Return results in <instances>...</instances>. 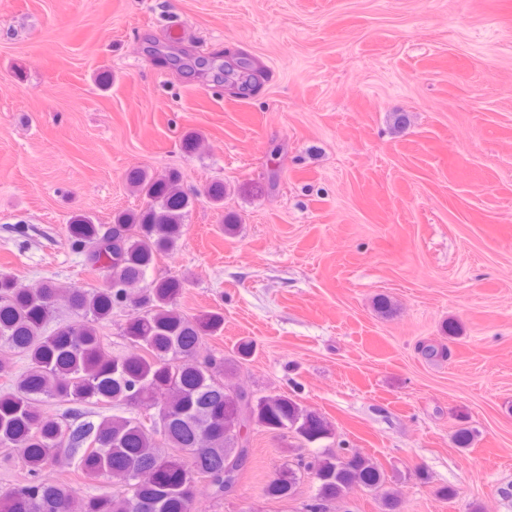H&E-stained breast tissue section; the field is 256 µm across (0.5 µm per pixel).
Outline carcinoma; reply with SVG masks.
<instances>
[{"label":"carcinoma","instance_id":"1","mask_svg":"<svg viewBox=\"0 0 512 512\" xmlns=\"http://www.w3.org/2000/svg\"><path fill=\"white\" fill-rule=\"evenodd\" d=\"M142 200L110 224L75 215L66 226L72 251L104 275L102 288H73L66 297L73 318H58L54 282L35 286L0 275V448L17 452L31 479L0 491V512H193L195 483L209 479L215 500L238 480L228 465L249 458L254 427L286 430L314 443L333 437L331 424L284 393L255 396L231 382L251 353L201 356L204 340L219 335L224 317L188 316L178 308L183 281L147 279L184 234L189 197L176 171L127 175ZM140 316L121 326L124 352H105L101 328L124 304ZM26 362L15 370L12 357ZM69 405L52 414L45 403ZM110 408L114 413L101 412ZM72 467L88 477L123 478L110 495L79 494L53 476ZM316 494L304 512H328L351 490L381 492L386 512L396 507L384 470L356 450L326 448L286 464L265 488L271 499L294 498L301 473Z\"/></svg>","mask_w":512,"mask_h":512}]
</instances>
